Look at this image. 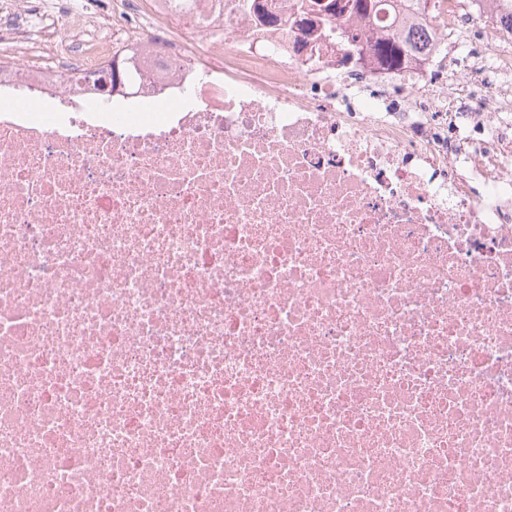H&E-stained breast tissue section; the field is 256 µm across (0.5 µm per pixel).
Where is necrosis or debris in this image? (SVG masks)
<instances>
[{
  "instance_id": "4bbe7bcc",
  "label": "necrosis or debris",
  "mask_w": 512,
  "mask_h": 512,
  "mask_svg": "<svg viewBox=\"0 0 512 512\" xmlns=\"http://www.w3.org/2000/svg\"><path fill=\"white\" fill-rule=\"evenodd\" d=\"M99 2L0 0V512H512V0ZM354 2H355L354 7L358 13L366 15L367 13L369 14V12L374 10V13H373L374 17H376L377 15H380L381 10L383 9L382 4H380L381 2H391L392 4H389L388 6H389L390 10L392 11V13L394 14V21H395V19H397V11H398V10H396L397 6L400 9V11H399V13H400L403 11H407V10L409 11L410 9L417 8V7L421 6V2H425V1H422V0H356ZM395 3H398V5ZM394 21L391 24H389L387 27H394V25H392L394 23ZM349 39L348 35L347 41L353 43L351 49L356 55L360 56L364 50L368 51V56L373 62L388 70L399 71L409 62L429 54V50L426 48L427 44L418 45L417 42L412 44L409 31L406 33L405 29L401 27L391 30L386 38L373 43L369 42L370 44H366L365 49L364 44H357V37Z\"/></svg>"
}]
</instances>
